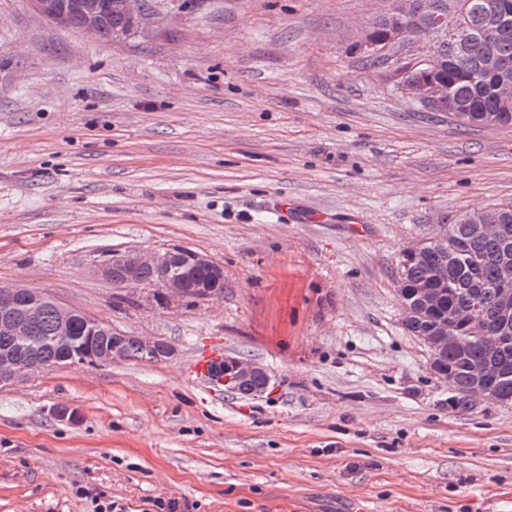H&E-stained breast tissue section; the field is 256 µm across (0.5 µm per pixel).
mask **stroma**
Instances as JSON below:
<instances>
[{
    "label": "stroma",
    "mask_w": 512,
    "mask_h": 512,
    "mask_svg": "<svg viewBox=\"0 0 512 512\" xmlns=\"http://www.w3.org/2000/svg\"><path fill=\"white\" fill-rule=\"evenodd\" d=\"M383 6L146 0L112 42L0 0V284L173 349L0 387V512H512V406L453 411L397 296L405 249L512 203V126L461 129L368 65ZM176 248L223 298L96 273ZM213 350L273 389H202Z\"/></svg>",
    "instance_id": "35a3bbf8"
}]
</instances>
